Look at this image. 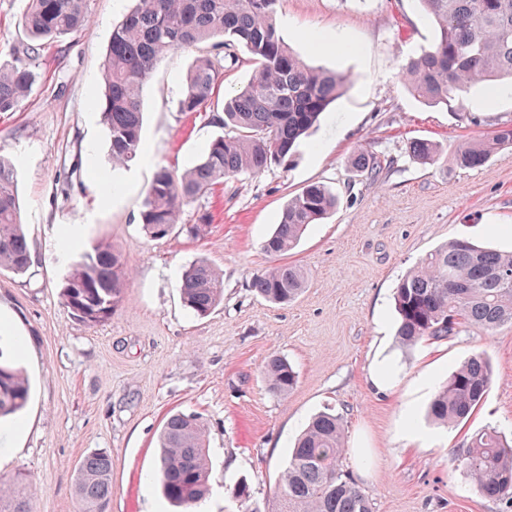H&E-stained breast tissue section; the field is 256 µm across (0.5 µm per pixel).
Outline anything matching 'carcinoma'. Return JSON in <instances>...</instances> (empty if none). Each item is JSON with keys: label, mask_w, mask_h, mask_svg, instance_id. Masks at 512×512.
I'll return each mask as SVG.
<instances>
[{"label": "carcinoma", "mask_w": 512, "mask_h": 512, "mask_svg": "<svg viewBox=\"0 0 512 512\" xmlns=\"http://www.w3.org/2000/svg\"><path fill=\"white\" fill-rule=\"evenodd\" d=\"M438 28L434 46L402 64V77L424 102L446 104L475 83L493 87L512 80V0H419ZM278 0H137L112 31L103 63L102 119L110 158L125 165L141 147V97L156 64L174 50H193L219 39V51L199 54L191 65L179 101L182 112L206 107L224 62L246 50L254 75L238 93L224 100L217 123L230 129L209 144L200 162L178 175L166 168L155 174L140 213V224L153 240L171 235L182 212L214 185L241 173L259 174L271 164L289 161L297 142L316 124L348 83L344 75L307 66L280 39ZM89 23L86 0H29L22 25L31 43L10 63L0 62V112H9L35 80V42L83 29ZM506 145L512 125L480 141L463 142L456 166L482 167ZM421 164L435 160L437 148L413 144ZM354 167L370 173L380 168L363 149ZM337 199L323 184H311L288 201L278 224L264 241V251L280 257L292 250L308 226L320 224L336 209ZM30 250L21 220L14 168L0 158V270L23 275ZM129 270L119 253L96 242L80 253L60 285L64 305L88 326L100 325L124 301ZM305 287L300 269L279 264L257 273L252 288L274 304L295 300ZM224 295L223 273L200 259L182 275L181 297L197 316L206 317ZM398 343L410 348L453 336L463 328L486 331L512 326V251L451 240L426 255L395 287ZM291 363L273 356L264 368L268 390L280 397L297 383ZM493 374L481 354L470 357L440 387L430 406L434 420L460 423L478 406ZM30 398L22 371L0 351V420L18 415ZM155 473L164 498L182 512H195L209 491L210 452L207 429L195 413L176 412L160 435ZM341 417L324 412L305 428L292 449L267 512H372L369 498L344 469ZM465 470L479 492L490 499H512V440L489 429L477 434L465 452ZM24 477L0 484V512H32ZM75 496L83 512H106L112 499V455L94 452L77 470Z\"/></svg>", "instance_id": "cac0c4a2"}]
</instances>
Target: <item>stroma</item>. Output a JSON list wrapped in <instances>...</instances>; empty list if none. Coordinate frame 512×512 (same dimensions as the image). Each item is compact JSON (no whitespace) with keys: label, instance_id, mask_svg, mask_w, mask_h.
<instances>
[{"label":"stroma","instance_id":"1","mask_svg":"<svg viewBox=\"0 0 512 512\" xmlns=\"http://www.w3.org/2000/svg\"><path fill=\"white\" fill-rule=\"evenodd\" d=\"M135 0H87L85 29L42 45L37 78L15 109L0 112V154L17 171L32 262L0 272V335L29 377L31 398L0 422V482L22 472L32 512H82L74 494L80 461L112 456L109 512H172L148 477L158 436L174 412L207 425L212 473L202 512H266L297 436L319 412L344 428L343 464L373 512H512L466 477L465 450L478 431H512V327L467 328L405 350L396 342L393 292L426 254L456 238L512 250V148L476 169L453 162L458 146L512 125V90L480 87L448 104L424 103L400 68L430 48L436 29L418 0H279L277 31L310 66L349 84L283 165L242 173L198 197L185 223L211 220L206 237L154 241L140 213L159 168H191L221 129L214 113L246 85L252 68L226 61L212 106L178 109L194 54L173 51L142 94V149L112 167L98 95L112 28ZM27 0H0V61L27 43ZM431 142L439 158L413 160ZM381 169L359 172L358 149ZM312 183L338 200L284 263L306 276L287 305L257 296L253 276L272 265L262 249L289 199ZM105 241L130 277L112 318L89 327L59 296L70 255ZM205 258L224 276V299L208 317L180 299L184 269ZM476 353L495 381L470 418L443 425L429 406L448 376ZM288 359L298 382L269 392L268 359ZM385 383L374 385L373 369ZM246 481L249 501L229 488Z\"/></svg>","mask_w":512,"mask_h":512}]
</instances>
